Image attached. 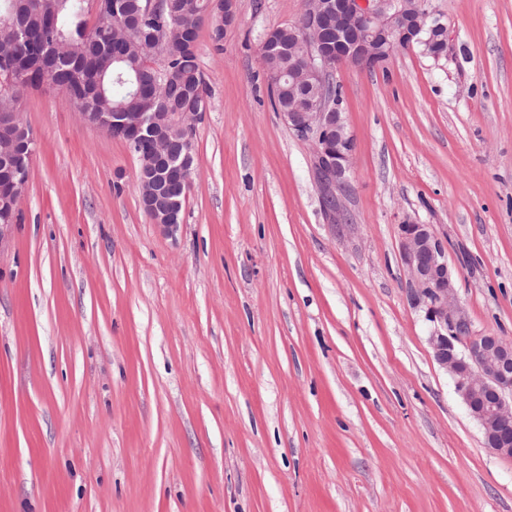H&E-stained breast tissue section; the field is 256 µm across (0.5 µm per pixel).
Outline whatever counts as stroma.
Returning a JSON list of instances; mask_svg holds the SVG:
<instances>
[{
	"label": "stroma",
	"instance_id": "obj_1",
	"mask_svg": "<svg viewBox=\"0 0 512 512\" xmlns=\"http://www.w3.org/2000/svg\"><path fill=\"white\" fill-rule=\"evenodd\" d=\"M443 55L336 69L355 141L331 225L275 112L265 35L303 0L203 25L208 108L182 225L139 161L44 82L0 245V512H512L409 303L400 224L433 225L474 334L512 340V0H426Z\"/></svg>",
	"mask_w": 512,
	"mask_h": 512
}]
</instances>
